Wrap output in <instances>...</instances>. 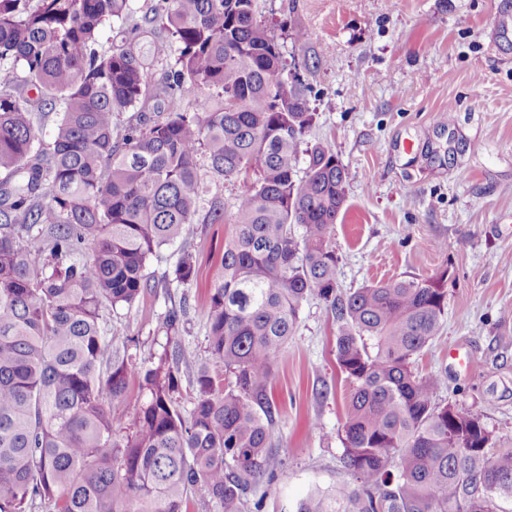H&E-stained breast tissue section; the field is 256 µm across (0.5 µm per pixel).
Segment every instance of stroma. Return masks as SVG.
<instances>
[{"mask_svg": "<svg viewBox=\"0 0 512 512\" xmlns=\"http://www.w3.org/2000/svg\"><path fill=\"white\" fill-rule=\"evenodd\" d=\"M496 3L256 0L316 113L304 146H331L348 172L333 232L341 288L445 275L442 331L415 367L439 377L437 403L479 415L511 446L512 43L492 39ZM230 234V224H203L193 240L162 247L147 266L155 289L107 321L108 335L137 337L147 354L164 339L168 309L188 305L176 338L186 411L196 395L188 378L208 359L206 294ZM185 252L197 279L162 287ZM300 319L270 384L278 465L248 496L260 512H291L312 486L353 481L342 462L350 383L336 362L338 325L314 298ZM456 346L470 369L449 359Z\"/></svg>", "mask_w": 512, "mask_h": 512, "instance_id": "obj_1", "label": "stroma"}]
</instances>
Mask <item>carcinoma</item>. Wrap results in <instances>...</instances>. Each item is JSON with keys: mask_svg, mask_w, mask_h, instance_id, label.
Returning <instances> with one entry per match:
<instances>
[{"mask_svg": "<svg viewBox=\"0 0 512 512\" xmlns=\"http://www.w3.org/2000/svg\"><path fill=\"white\" fill-rule=\"evenodd\" d=\"M132 0H0V512H245L274 479L279 407L268 387L317 298L338 323L336 358L350 380L343 460L355 484L311 489L293 512H512V448L468 411L436 403V376L413 364L439 335L442 278L340 288L331 230L348 173L332 147L299 146L315 119L297 68L256 18L255 0H163L102 50L101 28ZM206 95L116 138L149 92ZM35 96L13 93L17 70ZM61 108L52 140L33 112ZM243 181L208 291L207 349L183 415L180 351L186 307L162 322L148 357L134 338L105 336L106 311L156 287L149 258L202 221L201 168ZM204 218H199L203 202ZM196 277L183 255L173 281ZM140 385L134 430L110 404Z\"/></svg>", "mask_w": 512, "mask_h": 512, "instance_id": "carcinoma-1", "label": "carcinoma"}]
</instances>
